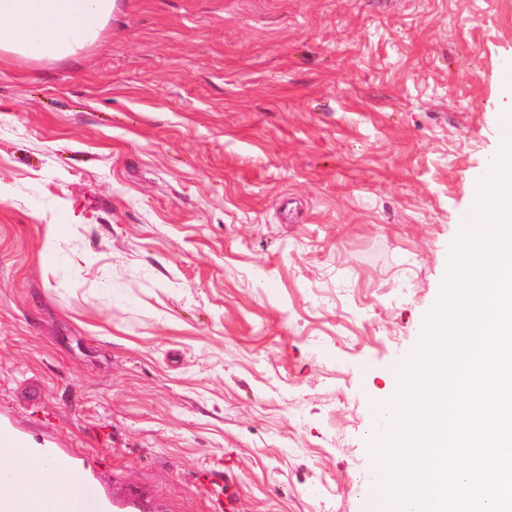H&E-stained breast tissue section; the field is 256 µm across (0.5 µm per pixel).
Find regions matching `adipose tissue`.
Returning a JSON list of instances; mask_svg holds the SVG:
<instances>
[{"instance_id":"ef3b65f1","label":"adipose tissue","mask_w":512,"mask_h":512,"mask_svg":"<svg viewBox=\"0 0 512 512\" xmlns=\"http://www.w3.org/2000/svg\"><path fill=\"white\" fill-rule=\"evenodd\" d=\"M114 0H0V52L32 61L70 56L94 44L112 18ZM12 488L52 495L66 484L75 512H98L94 493L75 469L61 465L52 477L38 478L27 454H0V473Z\"/></svg>"}]
</instances>
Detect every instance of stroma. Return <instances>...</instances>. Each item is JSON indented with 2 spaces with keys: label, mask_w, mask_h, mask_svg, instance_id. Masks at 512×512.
I'll return each instance as SVG.
<instances>
[{
  "label": "stroma",
  "mask_w": 512,
  "mask_h": 512,
  "mask_svg": "<svg viewBox=\"0 0 512 512\" xmlns=\"http://www.w3.org/2000/svg\"><path fill=\"white\" fill-rule=\"evenodd\" d=\"M506 69L512 0H115L1 52L0 424L105 506L371 512Z\"/></svg>",
  "instance_id": "35a3bbf8"
}]
</instances>
